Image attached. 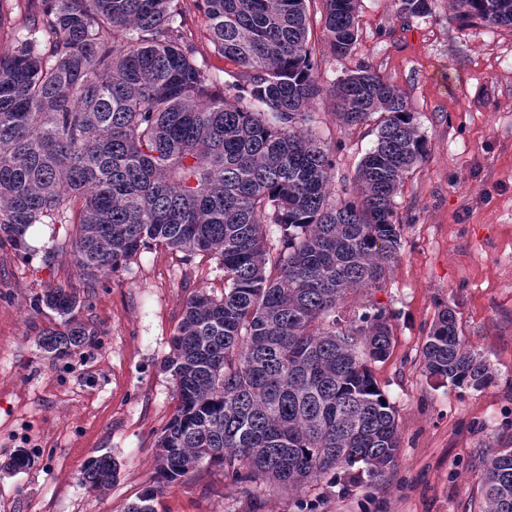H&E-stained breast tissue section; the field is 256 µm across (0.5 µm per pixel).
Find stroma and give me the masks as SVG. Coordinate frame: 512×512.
I'll use <instances>...</instances> for the list:
<instances>
[{"instance_id": "35a3bbf8", "label": "stroma", "mask_w": 512, "mask_h": 512, "mask_svg": "<svg viewBox=\"0 0 512 512\" xmlns=\"http://www.w3.org/2000/svg\"><path fill=\"white\" fill-rule=\"evenodd\" d=\"M181 33L217 80L234 71L211 40L204 0H177ZM41 0H9L0 12V53L10 52ZM309 44L323 87L366 65L411 101L429 158L396 197L399 256L381 287L355 295L385 310L389 357L371 370L394 406L401 447L394 470L341 493L330 478L302 492L267 483L233 485L216 466L165 485L158 512H479L482 458L512 442V29L448 20V0L431 14H397L392 0H360L359 37L332 55L321 0H310ZM306 126L336 153L333 192H358L356 170L377 140L375 121L343 126L329 98ZM72 224H35L29 252L0 246V506L8 512H124L155 484L156 441L175 413L174 382L161 368L188 296L224 291L217 259L165 247L142 251L122 270L85 278L74 266ZM52 262H45L47 251ZM66 288L83 302L92 343L54 360L37 345L59 319L35 303ZM458 312L466 342L494 381L458 389L427 378L422 349L440 308ZM25 450L31 463L7 470ZM110 454L118 473L107 494L80 473Z\"/></svg>"}]
</instances>
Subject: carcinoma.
I'll return each mask as SVG.
<instances>
[{
	"instance_id": "1",
	"label": "carcinoma",
	"mask_w": 512,
	"mask_h": 512,
	"mask_svg": "<svg viewBox=\"0 0 512 512\" xmlns=\"http://www.w3.org/2000/svg\"><path fill=\"white\" fill-rule=\"evenodd\" d=\"M0 54V244L34 224H68L84 275L114 274L153 246L209 254L224 294L190 295L163 368L177 407L156 448L158 481L125 512H157L164 485L206 466L245 486L298 491L338 468L349 482L396 466V411L369 364L392 345L382 310L341 328L351 295L377 288L401 246L395 198L428 157L405 95L368 67L325 90L308 48L307 0H205L211 40L237 72L217 80L179 34L175 0H43ZM433 0H394L427 15ZM451 19L512 27V0H450ZM332 54L358 38V0H323ZM353 127L380 113L357 170L361 192L334 199L335 162L304 128L323 92ZM280 227L269 245L265 223ZM61 319L37 344L69 357L97 335L76 293L35 303ZM428 378L482 389L490 366L446 306L423 348ZM480 512H512V448L483 460ZM105 453L82 483L102 492Z\"/></svg>"
}]
</instances>
